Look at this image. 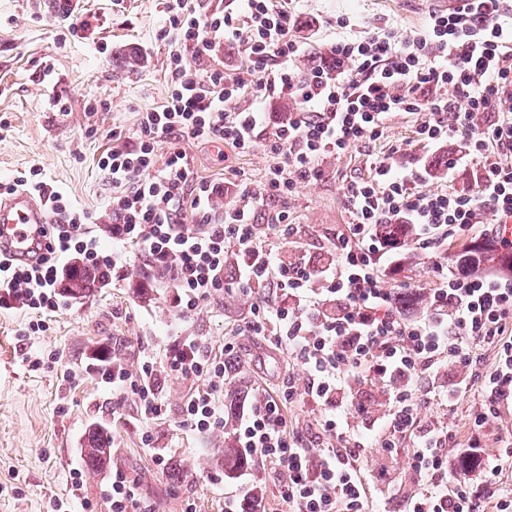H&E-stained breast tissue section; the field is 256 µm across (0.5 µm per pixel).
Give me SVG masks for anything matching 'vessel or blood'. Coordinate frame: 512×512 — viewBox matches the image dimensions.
Returning <instances> with one entry per match:
<instances>
[{"mask_svg": "<svg viewBox=\"0 0 512 512\" xmlns=\"http://www.w3.org/2000/svg\"><path fill=\"white\" fill-rule=\"evenodd\" d=\"M48 221L42 204L26 191L0 198V250L15 260H29L31 240Z\"/></svg>", "mask_w": 512, "mask_h": 512, "instance_id": "vessel-or-blood-1", "label": "vessel or blood"}]
</instances>
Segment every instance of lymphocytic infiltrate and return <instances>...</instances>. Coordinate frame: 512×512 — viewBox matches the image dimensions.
Wrapping results in <instances>:
<instances>
[{
	"mask_svg": "<svg viewBox=\"0 0 512 512\" xmlns=\"http://www.w3.org/2000/svg\"><path fill=\"white\" fill-rule=\"evenodd\" d=\"M318 25L295 0H229L211 11L167 0L157 38L169 47L168 95L139 112L132 131H108L112 145L98 159L112 185L107 237L87 234V213L41 168L0 183V195L28 191L50 218L31 262L0 254V309L26 312L31 333L46 331L77 258L116 272L132 255L146 257L154 275L173 274L172 305L183 317L236 291L250 305L222 352L187 338L164 360L146 356L134 369L106 347L92 353L101 381L136 404L141 444L159 468L169 458L150 423L168 412L166 379L196 384L181 407L183 427L222 429L224 359L237 353L239 337L260 336L304 376L282 374L275 394L243 406L232 442L273 472L285 512H387L391 502L398 512H512V275L449 273L439 249L488 215L499 247L512 249V0H464L405 33L389 22L352 33L342 18L335 42L310 63ZM228 43L239 65L213 66ZM244 96L251 105L235 108ZM282 98L293 107L269 111ZM399 112L426 113L416 130L425 148L458 142L441 173L372 156L371 179L346 187L350 222L325 251L273 249L268 235L289 243L299 233L276 200L317 179L325 158L379 140ZM189 140L240 155L261 143L277 161L258 186L231 167L202 179L184 148ZM463 167L474 169L476 192L454 188ZM433 174L440 188L419 191ZM382 224L413 228L406 245L436 280L420 289V307L398 304ZM472 394L479 401L467 435L425 415ZM307 405L316 416L302 426L290 411ZM398 456L405 465L395 474L387 462ZM102 497L109 512H156L120 468ZM223 512H267L251 469L225 473Z\"/></svg>",
	"mask_w": 512,
	"mask_h": 512,
	"instance_id": "lymphocytic-infiltrate-1",
	"label": "lymphocytic infiltrate"
}]
</instances>
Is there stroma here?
<instances>
[{
  "instance_id": "stroma-1",
  "label": "stroma",
  "mask_w": 512,
  "mask_h": 512,
  "mask_svg": "<svg viewBox=\"0 0 512 512\" xmlns=\"http://www.w3.org/2000/svg\"><path fill=\"white\" fill-rule=\"evenodd\" d=\"M445 0H301L305 17L321 25L311 37L312 52L323 51L336 38V21L372 26L387 19L399 31L419 26ZM165 0H80L79 9L91 23L83 36L59 39L49 0H0V180L32 166L41 167L48 183L64 192L92 217L88 234L99 236L108 217L106 203L112 187L97 160L106 147L102 137H86L87 126L101 132L113 125L132 127L138 111L164 101V72L168 47L157 41ZM140 54L138 71L120 69L122 56ZM66 102L67 114L51 107L54 97ZM416 118L393 117L376 145L388 151L400 144L402 162L414 170L421 164L441 163L443 153H430L415 139ZM186 152L199 177L211 179L225 167L242 170L261 183L276 161L264 147L240 156L221 144L186 142ZM366 158L358 152L329 157L315 180L299 184L279 202L301 233L274 247L316 253L325 237L343 229L349 216L343 205L347 179L367 176ZM146 258L136 257L120 270L114 283L89 296L68 302L54 313L47 332L25 335L29 316L0 314V512H46L50 498L70 492L72 470H81L82 496L98 501L108 471L86 469L79 443L88 427L98 423L112 436L113 466L124 469L141 486L144 496L158 504V512H182L193 499L197 512H219L223 485L214 481L213 464L224 433H192L179 424V412L190 383L169 377L163 395L168 406L154 437L172 463L190 471L189 479L173 481L158 469L140 440V417L133 401L101 384L98 374L86 373L92 351L114 347L129 366L139 355L163 357L174 338H202L213 349L245 311L237 293H226L181 322L177 336H169L174 318L165 284L148 279ZM244 353L229 374L231 386L249 394L271 392L275 377L287 369L286 355H275L269 344L242 337ZM58 352L59 363L33 368L31 358ZM70 374L72 383L62 382Z\"/></svg>"
}]
</instances>
